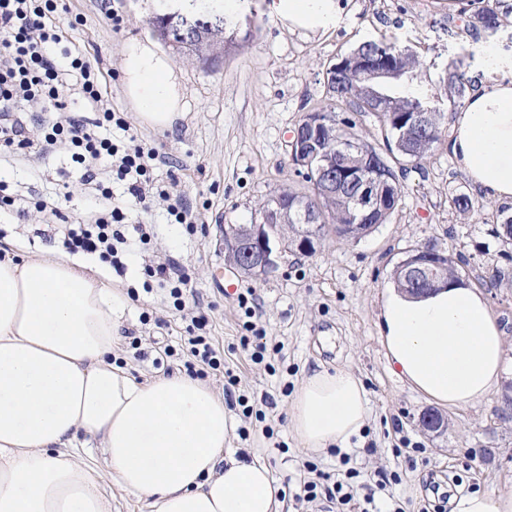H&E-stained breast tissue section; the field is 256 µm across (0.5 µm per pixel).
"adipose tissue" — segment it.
Here are the masks:
<instances>
[{
  "mask_svg": "<svg viewBox=\"0 0 512 512\" xmlns=\"http://www.w3.org/2000/svg\"><path fill=\"white\" fill-rule=\"evenodd\" d=\"M289 27L336 21V0H277ZM128 95L146 126L173 128L182 95L153 44L123 60ZM448 153L474 191L512 202V81L472 93L452 116ZM132 307L125 289L61 255L0 261V512H112V491L150 512H279L262 463L226 454L231 417L204 381L135 380L113 363ZM389 366L439 407L496 393L512 370L504 331L483 292L454 281L411 296L389 288L379 315ZM301 448L326 454L360 435L361 379L349 368L307 375L290 408ZM98 447H78V435Z\"/></svg>",
  "mask_w": 512,
  "mask_h": 512,
  "instance_id": "1",
  "label": "adipose tissue"
}]
</instances>
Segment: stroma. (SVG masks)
I'll return each instance as SVG.
<instances>
[{
    "label": "stroma",
    "mask_w": 512,
    "mask_h": 512,
    "mask_svg": "<svg viewBox=\"0 0 512 512\" xmlns=\"http://www.w3.org/2000/svg\"><path fill=\"white\" fill-rule=\"evenodd\" d=\"M64 2L69 14L84 18L83 25L66 29L65 35L106 74L105 98L125 113L140 139L165 156L155 180L163 187L176 185L198 215L191 233L171 223L165 202L156 201L148 216L154 237L138 245L126 277L108 278L114 287L139 293L122 328L126 340L116 352L130 375L138 380L155 376L153 361L161 347L179 346L186 330L180 312L162 303V290H143L144 262L167 257L185 268L201 304H212L207 330L224 347L241 394L252 400L268 395L276 402L262 423L232 411L234 426L245 427L250 438L231 435L229 452L265 464L278 482L297 472L308 454L286 421L289 394L308 373L346 366L364 382L368 401L367 425L346 447L355 467L398 472L401 481L392 490L416 510L430 497V481L456 483L464 493L512 489V420L495 416L512 394V374L489 399L446 411L447 428L427 431L421 418L432 405L392 373L377 326L396 264L407 250L431 245L464 259L465 282L484 288L490 309L512 340V260L503 256L493 235L502 222L501 207L488 203L462 213L451 205L455 190H470L471 184L449 156L447 141L437 144L423 170L400 175L404 193L389 223L360 241L332 238L314 256L287 255L269 277L238 276L217 247L227 225L258 222L263 201L285 187L303 188L289 160L290 133L306 113L326 106L324 74L337 55L384 37L423 57L419 84L439 86L454 59L477 89L512 79V47L500 46L495 35L483 31L464 41L449 38L448 28L466 0H339L342 10L335 24L316 32L290 28L274 13L273 0H238L229 12L236 23L235 43L226 46L223 59L205 65L158 41L149 23L156 0H115L122 17L117 27L100 0ZM146 40L172 61L181 85L185 115L171 131L140 124L127 97L124 52ZM491 53L499 67H490ZM79 176L63 145L38 163L0 158V177L22 197L69 186L66 212L72 217L95 205L81 190ZM39 225L40 215L33 210L21 219L0 217V229L21 257L60 252L57 237H34ZM496 269L504 276L502 285L485 288V277ZM220 275L238 289H255L260 324L284 345L273 367L252 363L235 349L244 314L235 296L216 288ZM132 336L140 339L139 348L130 346ZM403 436L419 447L408 458L393 453Z\"/></svg>",
    "instance_id": "35a3bbf8"
}]
</instances>
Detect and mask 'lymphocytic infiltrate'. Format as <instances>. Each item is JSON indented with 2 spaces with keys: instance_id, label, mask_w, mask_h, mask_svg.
<instances>
[{
  "instance_id": "obj_1",
  "label": "lymphocytic infiltrate",
  "mask_w": 512,
  "mask_h": 512,
  "mask_svg": "<svg viewBox=\"0 0 512 512\" xmlns=\"http://www.w3.org/2000/svg\"><path fill=\"white\" fill-rule=\"evenodd\" d=\"M81 16L63 18L61 0H0V154L43 155L55 145L66 144L81 180L98 201L97 207L77 223L66 225L63 248L72 255L97 258L116 275H124L127 238L123 232L128 214L112 202V184L121 182L136 206L149 210L155 200L167 203L175 223L193 226L197 216L170 190L156 185L152 173L162 157L134 133L128 121L105 100L104 75L90 57L63 42L64 26L82 24ZM40 112L44 118L37 135H30L24 113ZM150 280L169 291L173 305L184 310L193 295L191 278L170 259L150 260L144 266ZM245 320L238 346L256 364L280 354L281 344L271 342L256 321L258 303L254 290L237 298ZM193 331L179 347H165L164 358L182 354L187 370L197 377L223 378L225 390L238 384L224 367V352L213 337L203 335L205 315L190 318ZM340 469L324 471L304 461L296 477L285 478L284 488L294 501H326L339 512H408V504L389 494L399 482L397 472H364L351 466V457L340 453Z\"/></svg>"
}]
</instances>
